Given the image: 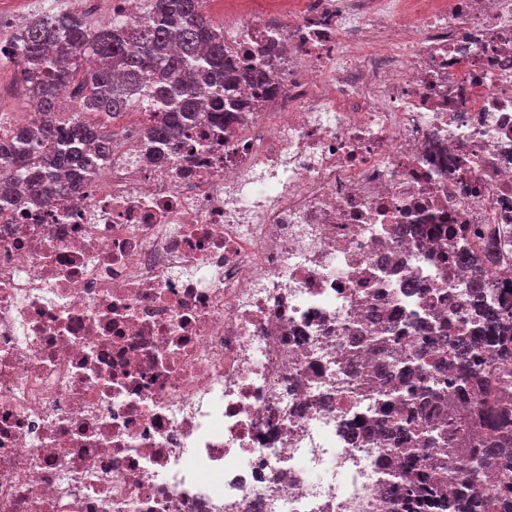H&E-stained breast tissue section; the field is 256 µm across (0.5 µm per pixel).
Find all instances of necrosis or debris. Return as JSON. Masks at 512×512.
Instances as JSON below:
<instances>
[{"label":"necrosis or debris","instance_id":"necrosis-or-debris-1","mask_svg":"<svg viewBox=\"0 0 512 512\" xmlns=\"http://www.w3.org/2000/svg\"><path fill=\"white\" fill-rule=\"evenodd\" d=\"M148 160L0 211V512H390L352 336L512 303V0H263Z\"/></svg>","mask_w":512,"mask_h":512}]
</instances>
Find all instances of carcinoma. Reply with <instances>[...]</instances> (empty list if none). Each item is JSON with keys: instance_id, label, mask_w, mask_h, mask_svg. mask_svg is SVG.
I'll use <instances>...</instances> for the list:
<instances>
[{"instance_id": "1", "label": "carcinoma", "mask_w": 512, "mask_h": 512, "mask_svg": "<svg viewBox=\"0 0 512 512\" xmlns=\"http://www.w3.org/2000/svg\"><path fill=\"white\" fill-rule=\"evenodd\" d=\"M148 20L120 17L91 25L76 7L45 9L11 30L0 20L23 60L21 78L35 104L34 117L14 125L0 139V203L15 209L50 204L75 190L61 178L95 171L96 159L112 150L108 123L145 106L140 137L174 152L192 124L224 120V88L242 75L224 61V28L209 21L201 0H146ZM78 81L79 107L63 112L59 91ZM474 304L479 333L448 335L443 323L420 325V335L439 346L435 355L418 354L409 371V390L371 406L374 433L390 440L388 452L399 468L385 485L397 502L394 512H512V379L496 364L512 359V310L483 301ZM377 350L390 359L378 371L382 384L397 371L386 340ZM465 440L472 456L458 474L430 458L426 447L453 450Z\"/></svg>"}]
</instances>
